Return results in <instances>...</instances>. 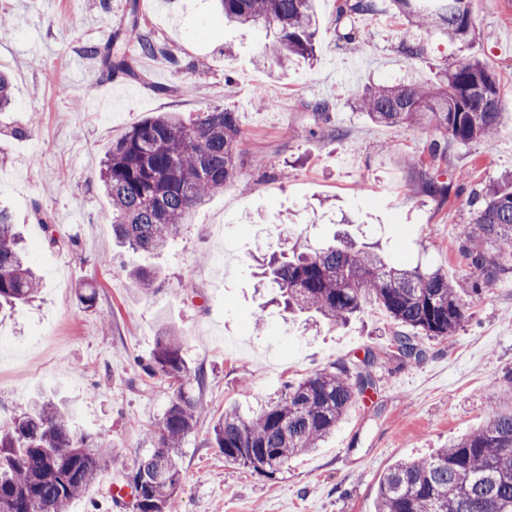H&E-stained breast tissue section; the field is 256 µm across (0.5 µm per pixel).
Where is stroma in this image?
<instances>
[{
    "label": "stroma",
    "mask_w": 512,
    "mask_h": 512,
    "mask_svg": "<svg viewBox=\"0 0 512 512\" xmlns=\"http://www.w3.org/2000/svg\"><path fill=\"white\" fill-rule=\"evenodd\" d=\"M134 2L166 53L111 77L84 48L107 46ZM336 5L314 0V59L265 68L274 32L225 24L216 0H112L108 15L101 0H0V15L12 21L0 33V70L13 92L11 109L0 112V205L42 280L34 301L0 310V334L12 341L0 353V425L35 398L50 399L72 412L79 432L118 453L67 512H135L113 504L108 486L151 452L149 429L172 396L167 378L145 371L162 318L176 328L190 369L206 375L204 410L181 447L177 512H375L388 466L475 430L492 406L512 407V276L469 298L470 317L453 339L418 336L416 360L398 355L377 306L344 326L314 323L271 305L270 291L256 287L253 245L277 241L283 228L314 249L343 230L407 265L462 275L468 198L512 172V0H473L468 45L414 30L424 54L413 61L399 51L388 9L352 18L360 39L349 44L336 34ZM469 56L488 61L502 86L503 125L492 143L455 144L432 161L428 146L441 137L434 126L399 131L350 105L367 84L434 82ZM358 59L363 67L350 72ZM110 92L122 97L117 112L90 109ZM259 94L273 108H257ZM321 100L329 111H314ZM216 106L239 114L249 189L229 185L211 196L159 254L118 246L98 181L113 140L160 112L193 116ZM432 172L450 183L447 199L423 192ZM136 266L155 272L151 287L127 277ZM85 282L97 290L90 309L78 297ZM369 352L374 387L323 448L270 479L213 448L212 424L226 407L249 412L285 384Z\"/></svg>",
    "instance_id": "35a3bbf8"
}]
</instances>
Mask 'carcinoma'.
Listing matches in <instances>:
<instances>
[{
    "label": "carcinoma",
    "mask_w": 512,
    "mask_h": 512,
    "mask_svg": "<svg viewBox=\"0 0 512 512\" xmlns=\"http://www.w3.org/2000/svg\"><path fill=\"white\" fill-rule=\"evenodd\" d=\"M227 23L276 30L278 59L314 56L313 0H220ZM408 22L399 36L408 59L422 56L411 28L437 31L452 43L473 40L472 0H390ZM379 0H338L337 21L374 15ZM154 57L165 50L137 20L112 36L107 50L111 75L132 72L128 46ZM357 110L399 130L433 125L442 139L429 145L433 157L450 145L491 142L502 125L499 81L488 62L461 58L432 84L370 87L354 98ZM242 130L238 112L213 108L188 119L162 112L132 126L112 142L99 179L112 205V234L135 252L157 254L178 236L189 214L224 191L240 175ZM425 192L443 200L448 187L427 178ZM471 218L461 226L458 251L466 273L448 278L444 269L405 266L386 260L346 234L310 251L302 235L273 248L263 265V287L288 312L344 323L368 304L398 327L394 347L404 358L420 355L417 335L449 339L468 319L466 297L512 274V177L469 201ZM40 281L28 266L11 215L0 209V306L29 302ZM371 353L349 367L333 366L289 383L250 415L227 408L215 421L212 439L224 460L272 477L288 460L321 446L373 385ZM174 387L169 405L151 430L152 452L128 475L139 512H175L181 486L180 447L201 413L191 372L177 337H157L147 367ZM113 458L111 445L77 432L71 412L36 401L0 427V512H63L86 493ZM376 512H512V409L492 410L485 425L427 457L397 461L383 473Z\"/></svg>",
    "instance_id": "carcinoma-1"
}]
</instances>
